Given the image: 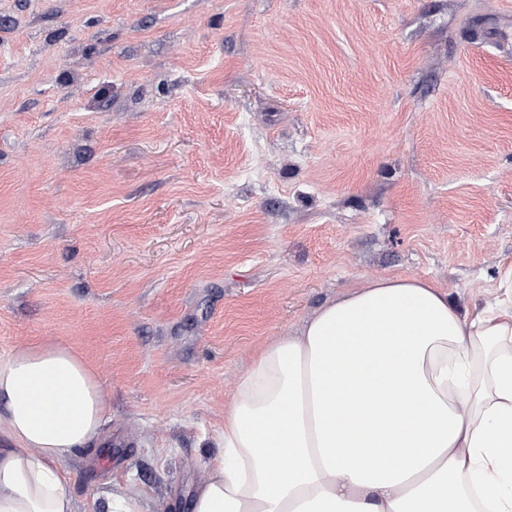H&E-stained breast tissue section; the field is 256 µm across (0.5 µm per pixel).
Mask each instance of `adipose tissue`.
<instances>
[{"instance_id": "obj_1", "label": "adipose tissue", "mask_w": 512, "mask_h": 512, "mask_svg": "<svg viewBox=\"0 0 512 512\" xmlns=\"http://www.w3.org/2000/svg\"><path fill=\"white\" fill-rule=\"evenodd\" d=\"M110 410L47 338L0 360V512H74L64 463ZM192 512H512V310L463 320L381 277L260 349L232 385Z\"/></svg>"}]
</instances>
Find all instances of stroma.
I'll return each mask as SVG.
<instances>
[{
    "mask_svg": "<svg viewBox=\"0 0 512 512\" xmlns=\"http://www.w3.org/2000/svg\"><path fill=\"white\" fill-rule=\"evenodd\" d=\"M386 276L512 304V0H0V360L112 401L75 512H189L257 349ZM107 510L106 512H147L145 495L137 491L112 495V501L108 503Z\"/></svg>",
    "mask_w": 512,
    "mask_h": 512,
    "instance_id": "obj_1",
    "label": "stroma"
}]
</instances>
